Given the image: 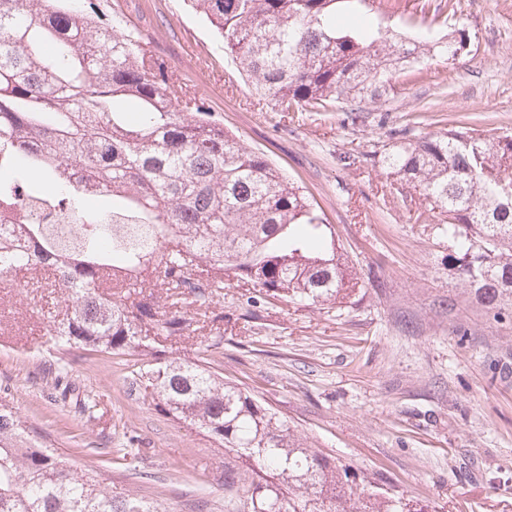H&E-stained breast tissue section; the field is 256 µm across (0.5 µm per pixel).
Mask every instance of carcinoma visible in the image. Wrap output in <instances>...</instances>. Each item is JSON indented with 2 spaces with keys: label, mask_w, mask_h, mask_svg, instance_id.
<instances>
[{
  "label": "carcinoma",
  "mask_w": 512,
  "mask_h": 512,
  "mask_svg": "<svg viewBox=\"0 0 512 512\" xmlns=\"http://www.w3.org/2000/svg\"><path fill=\"white\" fill-rule=\"evenodd\" d=\"M376 0H191L256 93L281 112H328L394 90L452 45L395 30L344 29L336 4ZM382 167L419 191L452 241L448 270L496 321L512 319V136L450 131L393 141ZM95 197L111 207L91 210ZM26 200L76 219L65 245L47 224L0 239V274L47 271L64 314L54 344L108 356H145L135 384L162 413L224 448V512H425L373 473L308 446L287 421L201 359L170 358L188 337L189 302L211 310L224 289L323 305L357 287L335 247L318 249L322 219L265 154L215 120L205 100L146 47L104 0H0V224ZM138 224L129 240L108 225ZM25 422L0 402V512H161L101 486L45 443L17 438Z\"/></svg>",
  "instance_id": "carcinoma-1"
}]
</instances>
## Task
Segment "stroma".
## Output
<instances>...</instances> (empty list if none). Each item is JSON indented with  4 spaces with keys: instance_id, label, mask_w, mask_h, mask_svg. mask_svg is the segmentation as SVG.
<instances>
[{
    "instance_id": "obj_1",
    "label": "stroma",
    "mask_w": 512,
    "mask_h": 512,
    "mask_svg": "<svg viewBox=\"0 0 512 512\" xmlns=\"http://www.w3.org/2000/svg\"><path fill=\"white\" fill-rule=\"evenodd\" d=\"M148 38L225 131L264 153L314 202L349 272L334 305H247L228 288L224 347L174 344L173 356L216 362L225 380L269 405L309 445L378 474L426 512H512V319L494 321L459 299L448 270V227L418 192L376 160L395 131L411 137L461 127L512 135V0H456L366 19L407 36L465 29L467 48L399 80L348 124L331 112H277L189 0H108ZM457 296L449 306V296ZM61 304L53 289L0 275V400L74 468L158 502L162 512H224V452L198 429L160 413L132 381L134 356L62 351L46 341ZM69 363L74 395L56 389ZM95 407L83 414L77 395ZM133 457H118V449Z\"/></svg>"
}]
</instances>
